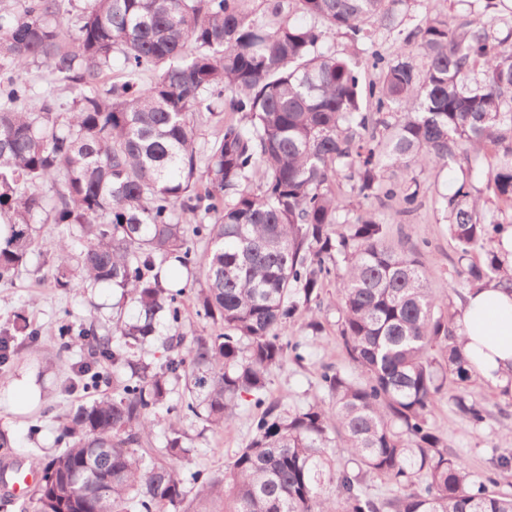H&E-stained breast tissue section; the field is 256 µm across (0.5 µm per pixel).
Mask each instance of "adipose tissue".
<instances>
[{
    "label": "adipose tissue",
    "mask_w": 512,
    "mask_h": 512,
    "mask_svg": "<svg viewBox=\"0 0 512 512\" xmlns=\"http://www.w3.org/2000/svg\"><path fill=\"white\" fill-rule=\"evenodd\" d=\"M459 332L481 380L500 387L512 383V293L499 288L467 293Z\"/></svg>",
    "instance_id": "adipose-tissue-1"
}]
</instances>
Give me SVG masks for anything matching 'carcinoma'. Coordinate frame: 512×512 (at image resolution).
<instances>
[{
    "instance_id": "obj_1",
    "label": "carcinoma",
    "mask_w": 512,
    "mask_h": 512,
    "mask_svg": "<svg viewBox=\"0 0 512 512\" xmlns=\"http://www.w3.org/2000/svg\"><path fill=\"white\" fill-rule=\"evenodd\" d=\"M407 0H93L71 29L64 0H0V281L42 247L35 218L83 241L52 244L53 279L108 284L135 316L100 335L57 326L60 346L81 340L72 389L96 393L112 362V394L60 420L64 449L42 467L38 496L20 512H61V481L109 450L111 512H512V495L487 475L473 486L464 460L429 424L448 376L467 382L466 358L444 298L431 288L415 247L394 245L388 220L357 212L336 191L397 198L412 215L429 186L416 171L467 164L442 200L464 286L512 289L493 243L512 211V27L496 28L501 0H481L455 25L424 17L395 55L376 48ZM309 19L297 25L291 16ZM341 35L365 61L329 44ZM129 81L105 86L113 55ZM45 64L77 88L58 111L36 98L21 73ZM378 78L363 88L361 66ZM145 72L153 79L137 86ZM240 115L223 123L200 171L198 118L216 104ZM483 168L482 187L471 182ZM213 221L205 223L206 217ZM207 244L198 313L216 334L183 336L180 294L161 271L195 263ZM336 280L338 336L359 377L326 367L329 404L284 411L269 399L268 375L304 359L288 339L299 311L317 334L324 288ZM26 347L39 330L15 325ZM162 355L145 350L157 337ZM184 402L171 404L172 384ZM260 413L253 436L223 475L198 472L189 495L177 473L187 418L221 432L238 401ZM457 411L474 423L483 409L465 396ZM171 415L165 458L146 460L153 419ZM390 478L392 497L373 499L364 476Z\"/></svg>"
}]
</instances>
